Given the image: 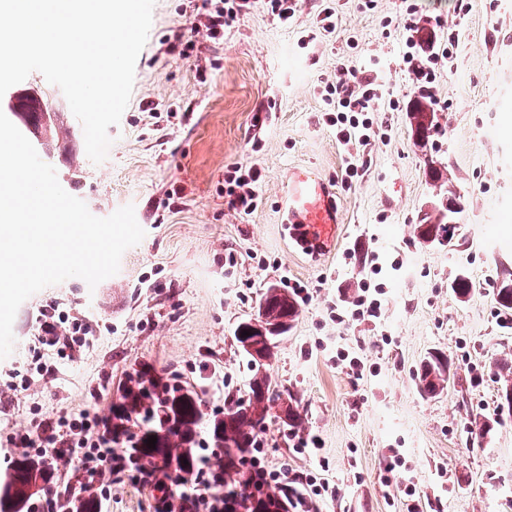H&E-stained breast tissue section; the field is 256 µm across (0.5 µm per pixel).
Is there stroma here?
Returning <instances> with one entry per match:
<instances>
[{
  "instance_id": "stroma-1",
  "label": "stroma",
  "mask_w": 512,
  "mask_h": 512,
  "mask_svg": "<svg viewBox=\"0 0 512 512\" xmlns=\"http://www.w3.org/2000/svg\"><path fill=\"white\" fill-rule=\"evenodd\" d=\"M299 0L288 23L262 8L225 28L223 40L198 42L189 56L164 41L189 27L191 0H155L152 26L135 69L129 104L105 161L93 164L84 142L61 140L49 163L64 189L93 215L130 204L144 229L117 274L96 288L73 277L25 300L15 346L0 360V427L21 429L66 404L109 414L124 373L149 367L198 394L216 415L245 395L256 369L235 332L258 313L262 293L282 275L313 298L297 306L277 338L266 373L302 414L295 426L265 421L267 458L323 475L339 489L320 512H402L383 480L390 449L403 453L423 512H512V419H501L493 364L512 360V323L493 298L498 273L512 269V0ZM332 8L335 28L319 13ZM430 35L432 106L437 132L427 148L411 133L408 108L416 77L403 58ZM370 76L378 93L374 135L362 177L344 183L348 149L326 121L325 82L342 66ZM263 169L258 208L230 210L224 175L238 164ZM316 170L335 184L342 222L335 247L314 259L295 252L283 233L289 171ZM443 171L464 207L448 244L416 235L434 194L431 170ZM177 193L175 209L162 207ZM235 251V267L224 264ZM474 285L456 297L457 275ZM383 288L378 319L337 322L366 285ZM52 301L73 303L112 325L80 359L59 364L51 382L4 390V374L30 364V314ZM365 365L355 377L336 353ZM448 356L454 377L435 397L421 396L417 369L428 353ZM483 375L474 384L470 366ZM494 421L488 436L478 423ZM298 434L319 437L320 454L295 448Z\"/></svg>"
}]
</instances>
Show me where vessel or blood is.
Here are the masks:
<instances>
[{
  "instance_id": "1",
  "label": "vessel or blood",
  "mask_w": 512,
  "mask_h": 512,
  "mask_svg": "<svg viewBox=\"0 0 512 512\" xmlns=\"http://www.w3.org/2000/svg\"><path fill=\"white\" fill-rule=\"evenodd\" d=\"M340 211L333 186L316 171L293 169L287 184L283 229L291 247L312 255L334 245Z\"/></svg>"
}]
</instances>
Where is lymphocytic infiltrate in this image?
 <instances>
[{"label": "lymphocytic infiltrate", "instance_id": "1", "mask_svg": "<svg viewBox=\"0 0 512 512\" xmlns=\"http://www.w3.org/2000/svg\"><path fill=\"white\" fill-rule=\"evenodd\" d=\"M253 4L254 0H201L196 23L191 30L174 32L168 50L182 44L194 48L200 37L223 39L225 26L249 14ZM325 90L338 98L340 110L330 119L337 140L347 145L367 143L372 123L365 114L372 111L376 100L371 81L354 67L343 66ZM262 178V169L255 163L229 172L225 178L229 208L246 215L253 212L260 202ZM31 329L34 365L21 376L19 387L23 390L54 376L57 361L80 358L93 339L111 331L112 326L88 318L74 306L53 302L32 311ZM9 443L19 451L45 457L53 467L62 461L75 464L79 478L94 481L95 495L102 504L111 500L113 487L154 484L152 471L134 466L120 448L111 419L90 408L59 407L31 427L11 433ZM243 466L256 485L274 491L290 512H318L319 502L337 495L328 481L300 475L285 465H272L259 452L246 458ZM181 503L183 512H241L226 503L224 475L211 466L206 455L201 458L193 485L182 491Z\"/></svg>", "mask_w": 512, "mask_h": 512}]
</instances>
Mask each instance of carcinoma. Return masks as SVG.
Here are the masks:
<instances>
[{"instance_id": "1", "label": "carcinoma", "mask_w": 512, "mask_h": 512, "mask_svg": "<svg viewBox=\"0 0 512 512\" xmlns=\"http://www.w3.org/2000/svg\"><path fill=\"white\" fill-rule=\"evenodd\" d=\"M40 97L47 104L45 112H10L23 133L42 132L65 137H77L57 123L53 112L54 99L45 92ZM410 124L423 133L428 142L437 125L436 113L425 96L414 101ZM420 225L430 227L436 240L448 237L450 226L427 214ZM260 304L269 308L274 317L286 323L297 313L295 301L275 288L263 293ZM448 360L438 355L429 356L417 374L420 394L425 395L435 385L448 383ZM282 393L268 378H253L248 398L231 400L222 415L206 420L199 408L196 393L188 388L171 385L152 371L139 370L131 374L120 389L122 411L112 416V432L125 445L135 463L154 471L163 482L176 486H190L197 475L198 460L204 454L199 444L201 428L208 430L210 442L222 452L211 456L213 468L224 471V483L248 492L250 478L240 468V460L255 448L256 430L264 423L263 401L281 399ZM157 437L155 447L146 444L149 437ZM188 464H183V461ZM53 483L51 469L35 454H21L14 458L10 473L0 481V512H34L32 502ZM95 495L90 491L70 495L56 505L57 512H95Z\"/></svg>"}]
</instances>
